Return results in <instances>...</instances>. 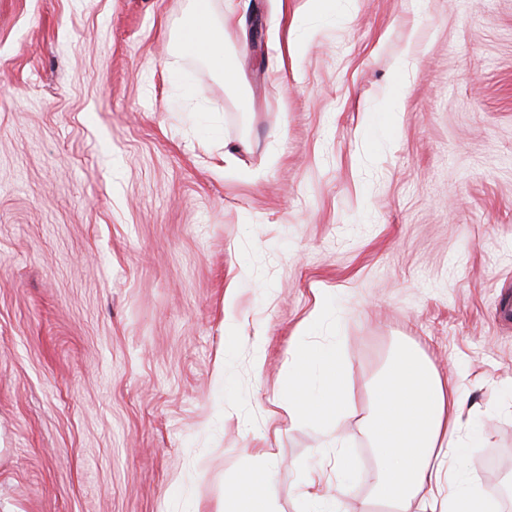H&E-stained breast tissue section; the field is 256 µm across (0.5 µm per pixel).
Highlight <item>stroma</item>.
I'll list each match as a JSON object with an SVG mask.
<instances>
[{
    "mask_svg": "<svg viewBox=\"0 0 512 512\" xmlns=\"http://www.w3.org/2000/svg\"><path fill=\"white\" fill-rule=\"evenodd\" d=\"M191 7L0 0V512H213L259 448L277 512H391L367 384L400 348L465 376L503 512L512 0H213L231 84L174 52ZM303 330L347 370L330 440L279 402Z\"/></svg>",
    "mask_w": 512,
    "mask_h": 512,
    "instance_id": "35a3bbf8",
    "label": "stroma"
}]
</instances>
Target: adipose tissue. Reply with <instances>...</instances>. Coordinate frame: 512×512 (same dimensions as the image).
<instances>
[{
  "label": "adipose tissue",
  "instance_id": "1",
  "mask_svg": "<svg viewBox=\"0 0 512 512\" xmlns=\"http://www.w3.org/2000/svg\"><path fill=\"white\" fill-rule=\"evenodd\" d=\"M179 54L205 58L211 67L233 78L224 54V33L212 9L211 0H196L189 20L176 43ZM322 376L319 388L306 385L310 369ZM462 378L453 374L441 378L412 351L401 352L382 381L374 388L376 408L369 428L378 444L381 467L377 488L381 500L405 512L409 500L424 488L447 481L445 499L430 498L427 512H462L463 506L487 512L473 489L457 476H443L431 459L443 456L464 462L473 441L462 438L471 415L460 389ZM286 412L304 417L337 420L348 408L346 371L338 346L314 351L304 337H297L288 364V391L281 400ZM253 471L241 473L233 493L219 503L215 512H275L270 493L253 484Z\"/></svg>",
  "mask_w": 512,
  "mask_h": 512
}]
</instances>
